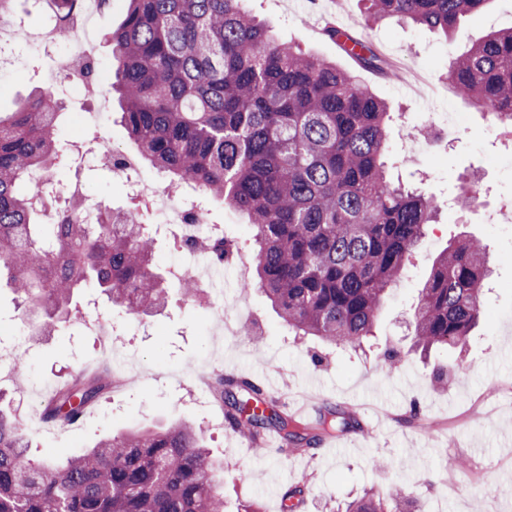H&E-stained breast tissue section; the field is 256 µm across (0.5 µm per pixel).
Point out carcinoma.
<instances>
[{"mask_svg":"<svg viewBox=\"0 0 512 512\" xmlns=\"http://www.w3.org/2000/svg\"><path fill=\"white\" fill-rule=\"evenodd\" d=\"M59 32H71L82 0H54ZM108 34L111 88L141 159L193 184L218 205L243 214L256 244L259 288L297 336L360 349L373 335L389 284L403 273L432 222L433 201L387 178V105L353 74L279 41L246 0H128ZM373 20L396 17L448 32L488 0H367ZM324 35L368 70L377 51L339 26ZM449 89L512 123V30L493 33L448 69ZM69 119L58 93L43 88L27 106L0 117V278L21 299L32 335L59 334L70 305L93 282L112 306L144 318L167 303L146 224L101 213L95 223L79 198L47 196L33 206L30 176L46 173L67 147ZM234 241L206 244L222 264ZM482 244L461 238L437 260L414 314L417 346L462 348L482 314L488 276ZM229 424L258 438L267 425L290 441H313L286 414L259 404L247 381H229ZM108 386L75 378L46 419L76 420ZM200 428L174 422L108 436L62 463L28 458L16 416L0 409V512H224L215 484L224 461ZM405 512L400 486L367 494L347 512Z\"/></svg>","mask_w":512,"mask_h":512,"instance_id":"cac0c4a2","label":"carcinoma"}]
</instances>
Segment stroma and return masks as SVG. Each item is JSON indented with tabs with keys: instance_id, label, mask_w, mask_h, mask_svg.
I'll list each match as a JSON object with an SVG mask.
<instances>
[{
	"instance_id": "obj_1",
	"label": "stroma",
	"mask_w": 512,
	"mask_h": 512,
	"mask_svg": "<svg viewBox=\"0 0 512 512\" xmlns=\"http://www.w3.org/2000/svg\"><path fill=\"white\" fill-rule=\"evenodd\" d=\"M246 8L279 40L359 73L362 86L387 101V175L439 205L404 278L386 293L370 347L344 352L297 337L265 293L242 291L241 281L254 277L252 232L238 212L216 206L212 222L240 245L238 259L221 269L231 331L214 320L206 294L191 298L173 283L165 308L143 319L108 310L99 289L85 288L79 317L65 334L34 336L20 318L15 294L1 283L0 342L25 339L29 363L20 375L0 379L7 395L0 407L19 415L28 456L41 461H65L130 428L180 420L200 425L207 447L224 460V512L247 505L278 512L287 498L299 503V512H342L364 491L394 485L409 491L424 512H512V399L487 405L490 387H512V134L448 89L450 63L488 33L512 28V0H487L446 35L395 18L369 23L364 0H247ZM324 20L369 42L389 70H360L323 35ZM66 47L63 41L19 46L15 63L0 74L1 115L24 107ZM63 102L67 112H96L100 120L82 127L79 144L54 168L62 191H81L94 205L128 207L131 182L107 176L97 159L100 136L115 150L133 147L116 97L71 90ZM473 181L484 203L460 209L459 194ZM462 235L480 240L488 253L492 272L483 314L466 354L415 350L412 315L419 291L438 256ZM105 314L120 322V335L105 336L96 327ZM110 347L118 352L119 377L78 423L27 416L29 386L54 396L90 365L105 364ZM389 349L396 354L391 367L383 356ZM211 365L221 366L227 377L275 380L297 399L315 395L318 415L334 410L348 424L334 440L317 442L305 453L289 446L259 452L231 430L211 432L206 412L194 405L199 388L192 379ZM453 460L462 461L463 469L450 468Z\"/></svg>"
}]
</instances>
